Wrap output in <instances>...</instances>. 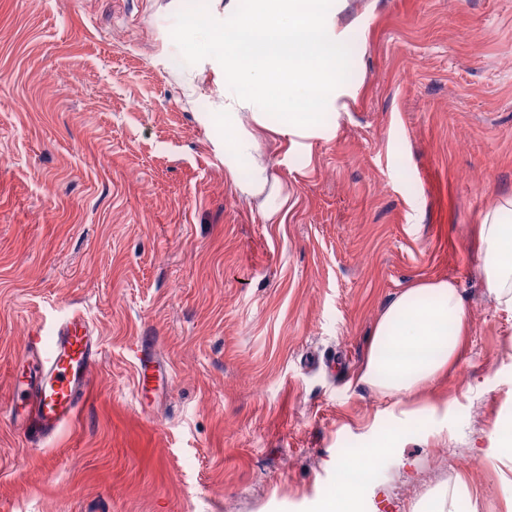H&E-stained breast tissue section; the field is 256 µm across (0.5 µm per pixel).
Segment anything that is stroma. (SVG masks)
I'll list each match as a JSON object with an SVG mask.
<instances>
[{"mask_svg": "<svg viewBox=\"0 0 512 512\" xmlns=\"http://www.w3.org/2000/svg\"><path fill=\"white\" fill-rule=\"evenodd\" d=\"M229 0H0V512H315L387 430L357 385L387 306L452 280L456 365L369 485L372 512H512V311L478 229L512 195V0H335V108L294 143L266 221L224 171V61L197 34ZM79 309L96 387L48 446L4 419L29 334ZM155 339L137 383L129 344ZM474 467H462V458Z\"/></svg>", "mask_w": 512, "mask_h": 512, "instance_id": "stroma-1", "label": "stroma"}]
</instances>
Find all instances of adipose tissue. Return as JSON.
<instances>
[{"instance_id":"obj_1","label":"adipose tissue","mask_w":512,"mask_h":512,"mask_svg":"<svg viewBox=\"0 0 512 512\" xmlns=\"http://www.w3.org/2000/svg\"><path fill=\"white\" fill-rule=\"evenodd\" d=\"M328 0H255L239 13L224 41V88L250 110L245 130L239 110L224 112V164L230 183L244 197H261L270 173L259 158V131L267 114L279 112L280 135L311 130L321 111L336 104V74L343 66L340 38L326 24ZM315 101V111L305 104ZM248 156L250 181L238 177L236 159ZM484 281L488 295L512 310V196L503 197L480 226ZM468 314L452 280L421 282L395 298L379 318L359 384L387 395L412 398L454 365ZM398 439L386 431L349 464L338 468L339 493L322 500L320 512H368L365 484L353 471L376 472L394 458Z\"/></svg>"}]
</instances>
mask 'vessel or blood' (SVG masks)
I'll return each instance as SVG.
<instances>
[{
	"label": "vessel or blood",
	"mask_w": 512,
	"mask_h": 512,
	"mask_svg": "<svg viewBox=\"0 0 512 512\" xmlns=\"http://www.w3.org/2000/svg\"><path fill=\"white\" fill-rule=\"evenodd\" d=\"M145 338L129 346L137 379L157 364L145 350ZM29 362L15 376L16 395L9 420L30 445L43 446L79 415L92 393L102 363V344L81 310H71L52 334L31 338Z\"/></svg>",
	"instance_id": "b4317fda"
}]
</instances>
